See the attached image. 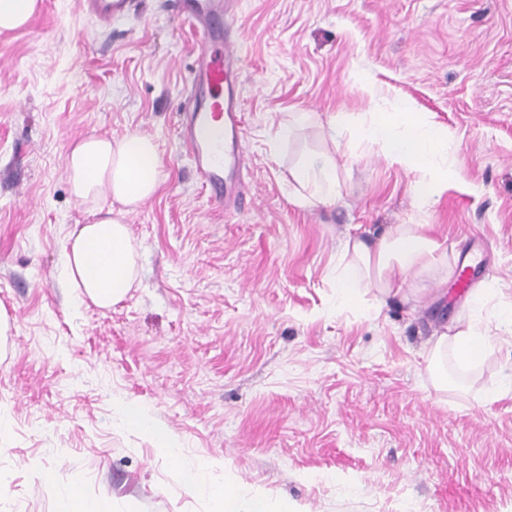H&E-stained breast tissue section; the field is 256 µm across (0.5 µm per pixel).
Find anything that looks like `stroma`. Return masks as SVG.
Wrapping results in <instances>:
<instances>
[{"instance_id":"1","label":"stroma","mask_w":512,"mask_h":512,"mask_svg":"<svg viewBox=\"0 0 512 512\" xmlns=\"http://www.w3.org/2000/svg\"><path fill=\"white\" fill-rule=\"evenodd\" d=\"M245 208L209 202L177 138L199 36L171 0H131L112 27L82 0H42L0 34V512H61L77 486L112 512H216L188 484L262 496L268 512H512V0H241ZM399 105L447 128L456 175L427 201L360 130ZM313 113L284 144L292 112ZM350 114L334 127L329 118ZM139 133L166 181L126 217L140 276L101 309L62 278L73 225L66 151ZM336 159V199L300 206L303 158ZM426 224L443 272L398 293L336 295L346 235ZM486 243L499 342L460 383L428 373L434 336L468 319L452 275ZM147 411L166 456L122 423ZM124 423L128 426L144 432L169 455H176L178 447L171 437L142 410L126 407Z\"/></svg>"}]
</instances>
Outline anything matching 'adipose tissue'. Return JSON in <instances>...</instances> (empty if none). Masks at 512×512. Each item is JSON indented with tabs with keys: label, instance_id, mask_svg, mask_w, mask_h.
I'll list each match as a JSON object with an SVG mask.
<instances>
[{
	"label": "adipose tissue",
	"instance_id": "ef3b65f1",
	"mask_svg": "<svg viewBox=\"0 0 512 512\" xmlns=\"http://www.w3.org/2000/svg\"><path fill=\"white\" fill-rule=\"evenodd\" d=\"M364 133L393 163L415 173L411 190L417 199L431 197L455 173L448 159L447 128L422 115L401 108L377 112ZM67 164L71 192L89 205L92 220L75 225L69 235L63 253L65 280L96 306L109 308L125 298L138 276V254L125 216L157 192L165 178L163 165L153 138L141 134L82 138L70 145ZM294 178L299 185L314 187L310 195L298 196L299 204H328L336 196L335 160L305 162ZM443 259L440 243L425 234L423 225L399 224L378 238H347L336 268V286L347 301L366 288L387 295L397 280L431 270ZM495 345L474 320L453 334L436 337L428 364L434 384L448 386L445 353L467 368Z\"/></svg>",
	"mask_w": 512,
	"mask_h": 512
}]
</instances>
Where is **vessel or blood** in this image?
<instances>
[{"instance_id": "b4317fda", "label": "vessel or blood", "mask_w": 512, "mask_h": 512, "mask_svg": "<svg viewBox=\"0 0 512 512\" xmlns=\"http://www.w3.org/2000/svg\"><path fill=\"white\" fill-rule=\"evenodd\" d=\"M127 4L128 0H84L88 15L102 26L111 25ZM178 7L199 35L178 139L210 201L236 212L245 197L243 175L251 167L242 149L239 0H178Z\"/></svg>"}]
</instances>
